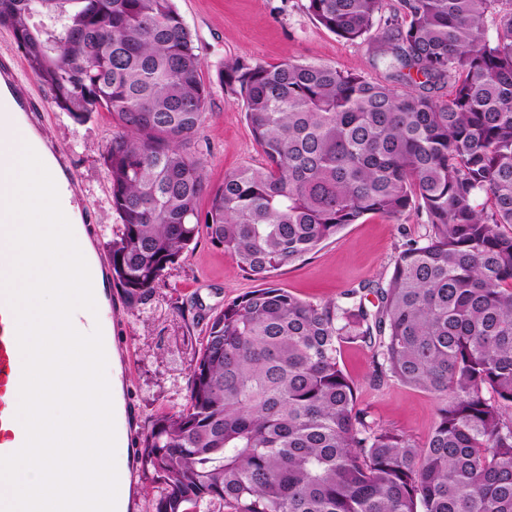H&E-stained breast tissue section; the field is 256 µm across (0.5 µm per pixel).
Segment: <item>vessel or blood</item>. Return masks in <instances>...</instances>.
<instances>
[{
	"mask_svg": "<svg viewBox=\"0 0 512 512\" xmlns=\"http://www.w3.org/2000/svg\"><path fill=\"white\" fill-rule=\"evenodd\" d=\"M21 378L15 317L0 301V456L16 452L25 441V430L15 417Z\"/></svg>",
	"mask_w": 512,
	"mask_h": 512,
	"instance_id": "b4317fda",
	"label": "vessel or blood"
}]
</instances>
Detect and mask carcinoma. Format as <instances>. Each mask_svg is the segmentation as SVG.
<instances>
[{
	"label": "carcinoma",
	"instance_id": "1",
	"mask_svg": "<svg viewBox=\"0 0 512 512\" xmlns=\"http://www.w3.org/2000/svg\"><path fill=\"white\" fill-rule=\"evenodd\" d=\"M305 8L355 41L384 0ZM0 26L53 107L122 128L103 164L120 221L112 281L131 306L203 227L264 280L367 215L415 206L430 226L372 290L374 310L270 285L210 319L186 404L139 450L163 486L155 512H512V0H396L374 58L386 82L225 62L219 84L264 164L216 186L183 150L211 87L175 0H0ZM357 342L375 384L435 399L424 441L360 407L338 360Z\"/></svg>",
	"mask_w": 512,
	"mask_h": 512
}]
</instances>
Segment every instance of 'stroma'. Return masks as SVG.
I'll return each mask as SVG.
<instances>
[{
	"label": "stroma",
	"instance_id": "stroma-1",
	"mask_svg": "<svg viewBox=\"0 0 512 512\" xmlns=\"http://www.w3.org/2000/svg\"><path fill=\"white\" fill-rule=\"evenodd\" d=\"M175 3L203 60L202 79L212 90L205 121L190 146L192 153L203 157L210 184H221L225 174L262 161L241 104L218 84L217 71L224 62L241 57L263 65L315 63L373 80L386 76L371 62L384 18H377L370 37L351 42L316 23L304 8L305 0ZM13 84L42 103L34 123L64 151L63 163L76 176L78 200L90 211L89 233L96 255L102 268H109L107 243L119 218L111 206L102 155L118 132L114 121L107 113L96 112L85 122H74L51 106L48 88L28 70H20ZM428 231L424 216L415 209L398 218L368 215L303 260L273 271L268 281L311 302L338 301L355 288L370 308L377 303L373 286L389 279L405 243L424 240ZM259 285L203 233L141 303L129 306L120 289H113L112 342L119 354L122 382L118 425L124 435V452L116 462L129 469L130 512H155L161 488L145 478L137 452L156 417L185 405L210 318ZM339 362L373 419L416 440L427 437L436 419L432 396L394 380L374 386L372 352L365 346L342 345Z\"/></svg>",
	"mask_w": 512,
	"mask_h": 512
}]
</instances>
